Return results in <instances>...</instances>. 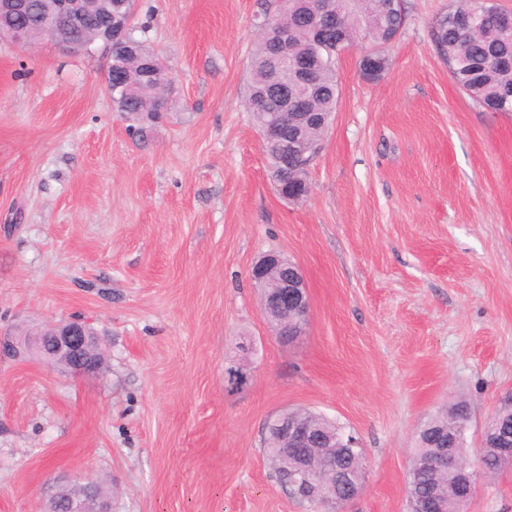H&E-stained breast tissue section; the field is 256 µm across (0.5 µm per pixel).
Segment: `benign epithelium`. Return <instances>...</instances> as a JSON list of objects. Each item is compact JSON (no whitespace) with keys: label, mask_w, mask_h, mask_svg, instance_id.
<instances>
[{"label":"benign epithelium","mask_w":512,"mask_h":512,"mask_svg":"<svg viewBox=\"0 0 512 512\" xmlns=\"http://www.w3.org/2000/svg\"><path fill=\"white\" fill-rule=\"evenodd\" d=\"M34 10L32 0H0V39H7L24 48L31 36L20 18ZM44 16L48 23L40 24L43 36L59 47L73 52L88 51L102 42L112 43L123 38L130 21L112 13V0H47ZM308 17L318 26L340 28L343 18L336 11L334 0H310ZM149 77L161 90L170 86L171 73L156 55L147 62ZM269 89L279 97L281 109L289 112L294 121L306 120L313 113L306 111L307 98L295 93L298 87L314 90L312 71L307 61H293L289 72L268 80ZM252 279L260 288L263 314L273 309L280 315L276 323H269L272 335L281 342L294 341L305 333L310 312V299L305 277L299 265L272 252L252 269ZM50 350L40 354L41 361L55 367L62 360L73 375H87L100 368L99 342L90 328L80 319H70L47 325ZM32 349H39L32 336L20 338L12 332L0 331V355L25 359ZM266 436L278 455L291 464L293 475L309 483L322 476L331 479L321 483L336 489V479L349 484L348 493L338 500L332 496L322 498L326 506H343L363 490L357 471L342 468L336 456L322 458L317 448H329L336 443V433L326 432L305 424L297 411H284L266 424ZM485 449L476 454V460L460 463L452 450L443 446L420 460L421 468L431 477L427 492L411 500L412 512H444V491L447 485L457 490L458 512H467L477 490L478 476L484 472ZM69 512H111L110 503L98 501L92 505L86 500L70 501Z\"/></svg>","instance_id":"obj_1"}]
</instances>
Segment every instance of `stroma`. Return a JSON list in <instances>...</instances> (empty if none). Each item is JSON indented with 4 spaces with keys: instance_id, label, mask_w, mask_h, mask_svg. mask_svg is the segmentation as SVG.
<instances>
[{
    "instance_id": "stroma-1",
    "label": "stroma",
    "mask_w": 512,
    "mask_h": 512,
    "mask_svg": "<svg viewBox=\"0 0 512 512\" xmlns=\"http://www.w3.org/2000/svg\"><path fill=\"white\" fill-rule=\"evenodd\" d=\"M453 4L405 0L377 82L364 42L338 57L298 203L243 106L265 0H136L173 78L152 120L117 112L106 49L0 41V328L79 318L105 356L86 376L0 361V512L88 478L112 512H310L263 451L283 409L360 439L365 488L342 512H410L416 430L447 403L467 402L479 447L512 396V112L474 103L437 54ZM270 252L308 287L290 345L250 279ZM468 510L512 512V467ZM388 69V59L379 50L370 49L364 52L360 60V71L363 78L375 82Z\"/></svg>"
}]
</instances>
